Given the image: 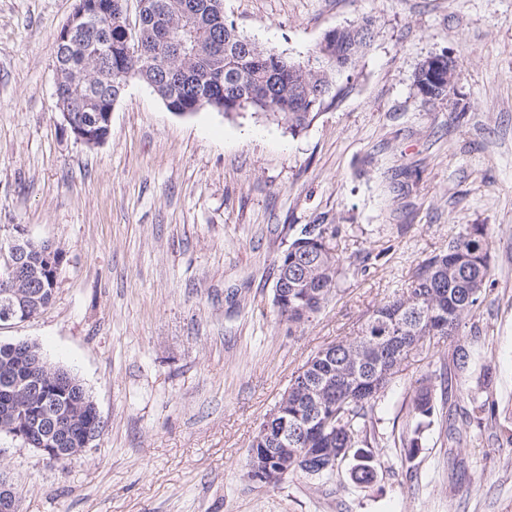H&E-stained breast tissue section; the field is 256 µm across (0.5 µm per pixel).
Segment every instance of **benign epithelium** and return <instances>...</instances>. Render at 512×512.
<instances>
[{"instance_id":"obj_1","label":"benign epithelium","mask_w":512,"mask_h":512,"mask_svg":"<svg viewBox=\"0 0 512 512\" xmlns=\"http://www.w3.org/2000/svg\"><path fill=\"white\" fill-rule=\"evenodd\" d=\"M91 16L89 4L77 0L74 10L66 24L60 30L58 40L74 41L78 33L87 27ZM114 104L107 101L97 113L96 120L90 125H77L70 112L62 111L64 122L71 128L75 139L88 146L99 145L109 136L112 125ZM56 267L55 250L51 247L41 249L31 238L27 230L16 225L8 237L0 241V324L13 321L30 320L37 315L42 291L34 289V283L43 281L46 273ZM40 355L33 349L26 350L20 362L9 368L0 378V393L14 396L20 392L28 395H40L41 403L37 407L16 405L7 410L0 419V430L6 431L31 445L55 463L65 455L81 452L88 448L96 438L95 432L88 428L77 431H64L61 424L76 422L88 417L89 412H97L94 402L84 392H75L69 401L61 406L52 407L49 401L61 392L69 391L75 385L68 370L53 367L44 372L40 381L28 382L20 370L28 366H41ZM288 458V440L277 437L275 447L259 457L253 458L251 477L261 483L269 471L271 457ZM0 512H17V495L14 488L0 481Z\"/></svg>"}]
</instances>
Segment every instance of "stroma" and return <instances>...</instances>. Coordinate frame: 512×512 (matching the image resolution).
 I'll use <instances>...</instances> for the list:
<instances>
[{
    "instance_id": "stroma-1",
    "label": "stroma",
    "mask_w": 512,
    "mask_h": 512,
    "mask_svg": "<svg viewBox=\"0 0 512 512\" xmlns=\"http://www.w3.org/2000/svg\"><path fill=\"white\" fill-rule=\"evenodd\" d=\"M75 0H0V237L59 248L51 305L0 325L85 386L101 432L60 466L0 431L18 512H512V0H224L237 30L307 61L324 34L372 18L334 104L291 132L262 113L179 115L138 79L107 140L75 139L54 107L56 40ZM445 53L452 112L413 86ZM306 224L337 229L343 274L301 327L276 316V260ZM469 224L494 230L495 282L462 393L482 422L435 413L413 463L396 446L417 382L447 362L416 354L376 407L373 482L294 471L250 480V444L291 379L353 339L368 313ZM456 425L459 444L448 442ZM482 452L473 455V444Z\"/></svg>"
}]
</instances>
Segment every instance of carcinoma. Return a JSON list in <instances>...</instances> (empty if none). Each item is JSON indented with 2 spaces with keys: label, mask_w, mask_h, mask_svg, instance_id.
Wrapping results in <instances>:
<instances>
[{
  "label": "carcinoma",
  "mask_w": 512,
  "mask_h": 512,
  "mask_svg": "<svg viewBox=\"0 0 512 512\" xmlns=\"http://www.w3.org/2000/svg\"><path fill=\"white\" fill-rule=\"evenodd\" d=\"M114 0L101 6L91 25L72 44L57 45L56 62L70 88V112L85 120L94 115L99 98L116 96L117 87L100 77L112 72L118 81L135 77L178 111L212 108L226 114L254 112L281 118L292 131L308 127L336 97V83L355 63L372 36L373 21L325 33L307 62H297L241 35L224 15V0H139V21L131 28L113 16ZM162 50L165 65L147 58ZM458 68L448 70V56L426 59L414 78L422 102L454 94ZM329 224H306L277 258L274 288L288 295L273 297L288 327L310 321L337 288L341 261ZM491 228L469 224L448 248L423 260L403 291L374 308L348 347L336 345L314 356L290 381L287 427L307 424L294 440L288 465L323 478L349 457L356 461L351 477L358 484L374 478L366 447L379 440L372 422L377 401L408 361L407 350L423 349L434 340L455 343L448 364L419 381L412 425L403 439L411 462L421 447L425 427L436 409V396L448 402V420L461 413L474 421L495 415V404L476 395L464 405L448 401V387L470 368L471 354L459 343L462 327L474 322L486 305L494 268ZM322 381L330 403L314 407L305 400L302 380Z\"/></svg>",
  "instance_id": "1"
}]
</instances>
